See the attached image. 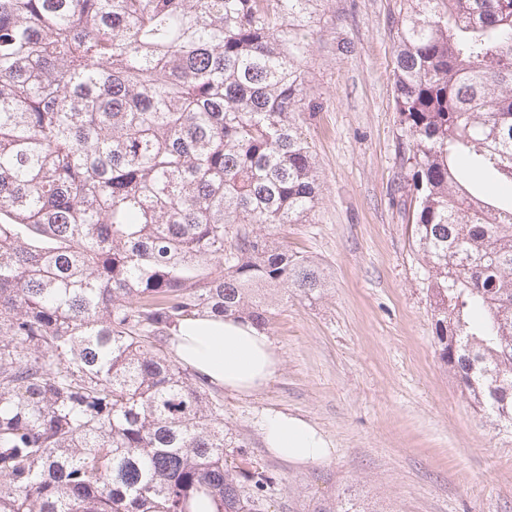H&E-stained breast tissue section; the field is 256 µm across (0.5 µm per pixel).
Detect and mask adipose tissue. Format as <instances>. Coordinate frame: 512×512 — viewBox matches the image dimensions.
I'll return each instance as SVG.
<instances>
[{"mask_svg":"<svg viewBox=\"0 0 512 512\" xmlns=\"http://www.w3.org/2000/svg\"><path fill=\"white\" fill-rule=\"evenodd\" d=\"M178 359L209 382L247 394L267 384L281 360L269 337L230 318L186 320L175 343ZM264 441L275 455L293 462H315L328 455L321 434L306 420L283 412L264 416Z\"/></svg>","mask_w":512,"mask_h":512,"instance_id":"obj_1","label":"adipose tissue"}]
</instances>
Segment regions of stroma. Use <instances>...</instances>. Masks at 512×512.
<instances>
[{
    "label": "stroma",
    "instance_id": "35a3bbf8",
    "mask_svg": "<svg viewBox=\"0 0 512 512\" xmlns=\"http://www.w3.org/2000/svg\"><path fill=\"white\" fill-rule=\"evenodd\" d=\"M406 0H320L297 122L319 202L286 225L325 269L320 297L290 298L266 331L281 366L249 394L220 390L224 432L273 473L268 512H317L344 488L382 512H512V438L496 435L441 367L422 268L404 219L407 141L395 112L394 46ZM309 421L328 459L267 449L261 416Z\"/></svg>",
    "mask_w": 512,
    "mask_h": 512
}]
</instances>
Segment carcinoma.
<instances>
[{
  "mask_svg": "<svg viewBox=\"0 0 512 512\" xmlns=\"http://www.w3.org/2000/svg\"><path fill=\"white\" fill-rule=\"evenodd\" d=\"M319 0H0V512H268L169 352L315 298L296 112ZM397 190L440 364L512 438V0H408ZM317 512H379L341 493Z\"/></svg>",
  "mask_w": 512,
  "mask_h": 512,
  "instance_id": "obj_1",
  "label": "carcinoma"
}]
</instances>
